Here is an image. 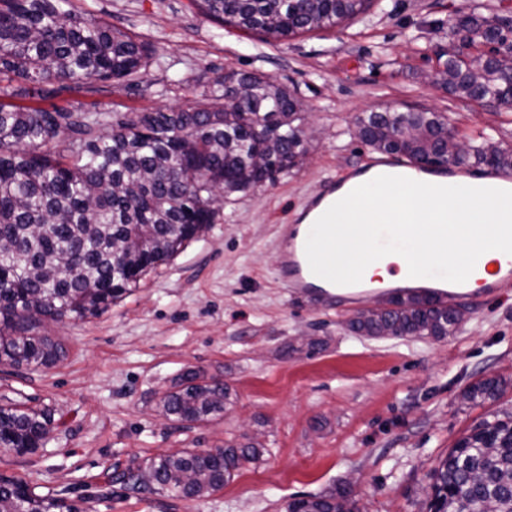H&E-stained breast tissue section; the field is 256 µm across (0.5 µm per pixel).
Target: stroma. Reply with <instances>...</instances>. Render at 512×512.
Here are the masks:
<instances>
[{"mask_svg":"<svg viewBox=\"0 0 512 512\" xmlns=\"http://www.w3.org/2000/svg\"><path fill=\"white\" fill-rule=\"evenodd\" d=\"M157 60L139 85L62 90L42 107L124 112L206 105L230 71L272 78L306 108L307 154L261 190L225 194L214 224L100 317L44 322L64 361L49 369L0 362V404L44 410L54 430L25 456L0 449V473L39 494L62 493L81 512H285L289 500L350 490L354 512H427L434 468L482 421L512 415V287L460 298L469 319L442 339L360 336L348 320L377 301L347 306L290 293L277 273L280 225L336 175L376 153L356 134L366 111L440 113L471 144L512 151V109L450 95L443 64L451 30L472 7L511 18L512 0H383L345 25L267 44L203 15L192 0H74ZM189 369L230 390L223 413L169 420L157 403ZM496 397L465 398L487 375ZM261 442L256 463L200 498L136 494L117 473L162 451Z\"/></svg>","mask_w":512,"mask_h":512,"instance_id":"35a3bbf8","label":"stroma"}]
</instances>
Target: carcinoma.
<instances>
[{"label": "carcinoma", "mask_w": 512, "mask_h": 512, "mask_svg": "<svg viewBox=\"0 0 512 512\" xmlns=\"http://www.w3.org/2000/svg\"><path fill=\"white\" fill-rule=\"evenodd\" d=\"M206 16L256 33L268 43L338 27L377 0H193ZM462 40L503 39V29L475 12L460 17ZM151 59L141 42L71 0H0V93L44 98L53 83L95 92L100 82L138 80ZM448 91L460 99L493 97L512 107V68L481 58L448 56ZM358 128L373 150L434 171L471 161L512 171V153L492 143L450 152L448 121L435 112L372 111ZM304 109L271 78L231 73L213 81L204 107L153 112H89L0 102V360L51 368L63 345L36 331L43 321H87L166 264L206 225L215 197L263 189L305 155ZM258 154L276 159L271 170ZM387 309L348 321L361 336H430L459 328L466 311L429 291L393 296ZM161 398L162 414L203 421L224 411L228 388L195 370ZM503 383L480 380L468 398H493ZM53 431L51 416L16 403L0 405V448L29 453ZM254 443L227 445L222 464L189 451L161 453L145 470L153 490L203 496L259 459ZM429 512H512V418L484 421L457 441L434 469ZM0 512H80L63 494L40 495L21 478L0 474ZM286 512H351L345 489L294 498Z\"/></svg>", "instance_id": "carcinoma-1"}]
</instances>
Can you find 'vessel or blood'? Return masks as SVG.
I'll use <instances>...</instances> for the list:
<instances>
[{"label": "vessel or blood", "instance_id": "vessel-or-blood-1", "mask_svg": "<svg viewBox=\"0 0 512 512\" xmlns=\"http://www.w3.org/2000/svg\"><path fill=\"white\" fill-rule=\"evenodd\" d=\"M415 167L411 164H398L389 159L381 158L371 164L367 172L370 176L399 175L410 176ZM358 185L357 180L349 175L339 176L325 191L314 199L309 209L315 215H322L337 200L338 195L348 194ZM310 224L298 222L283 225L279 235L280 264L279 277L289 290L296 295L311 296L322 295L331 300L350 302L358 296L378 290L379 285L375 279L362 278L359 283L338 285L329 282L312 273L305 253V244ZM470 281L482 284L485 296L497 295L505 288L512 286V261L499 265L497 270H488L484 261H477ZM406 289H424L435 293L445 300H453L467 293L466 285L451 283L434 278H405Z\"/></svg>", "mask_w": 512, "mask_h": 512}]
</instances>
